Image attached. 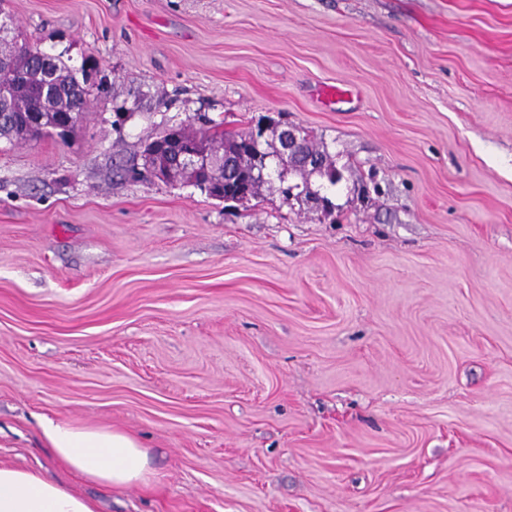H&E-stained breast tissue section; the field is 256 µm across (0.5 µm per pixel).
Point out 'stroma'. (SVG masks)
<instances>
[{
	"mask_svg": "<svg viewBox=\"0 0 512 512\" xmlns=\"http://www.w3.org/2000/svg\"><path fill=\"white\" fill-rule=\"evenodd\" d=\"M10 9L100 88L0 142V464L97 512H512V0ZM201 114L324 142L330 207L142 176ZM45 416L131 433L150 484L84 481Z\"/></svg>",
	"mask_w": 512,
	"mask_h": 512,
	"instance_id": "stroma-1",
	"label": "stroma"
}]
</instances>
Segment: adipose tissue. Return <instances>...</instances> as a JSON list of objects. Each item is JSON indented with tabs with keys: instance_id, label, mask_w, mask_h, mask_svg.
Listing matches in <instances>:
<instances>
[{
	"instance_id": "ef3b65f1",
	"label": "adipose tissue",
	"mask_w": 512,
	"mask_h": 512,
	"mask_svg": "<svg viewBox=\"0 0 512 512\" xmlns=\"http://www.w3.org/2000/svg\"><path fill=\"white\" fill-rule=\"evenodd\" d=\"M41 431L54 457L84 479L112 488L150 480L148 452L126 432L52 419ZM0 512H95V506L37 470L0 464Z\"/></svg>"
}]
</instances>
